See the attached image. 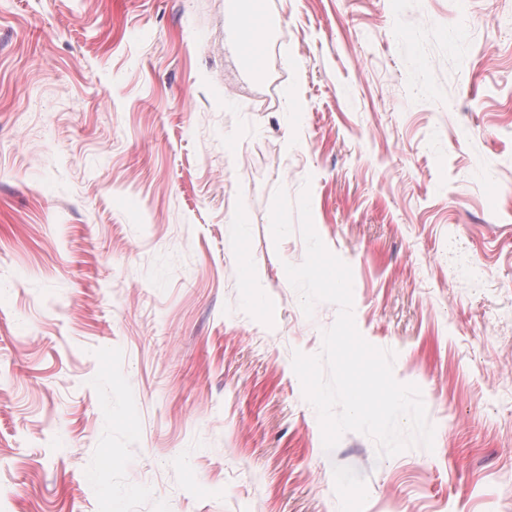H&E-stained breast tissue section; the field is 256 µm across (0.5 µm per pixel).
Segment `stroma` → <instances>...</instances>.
<instances>
[{
	"instance_id": "stroma-1",
	"label": "stroma",
	"mask_w": 512,
	"mask_h": 512,
	"mask_svg": "<svg viewBox=\"0 0 512 512\" xmlns=\"http://www.w3.org/2000/svg\"><path fill=\"white\" fill-rule=\"evenodd\" d=\"M234 2L0 0V512H512V0ZM305 188L432 448L323 446Z\"/></svg>"
}]
</instances>
